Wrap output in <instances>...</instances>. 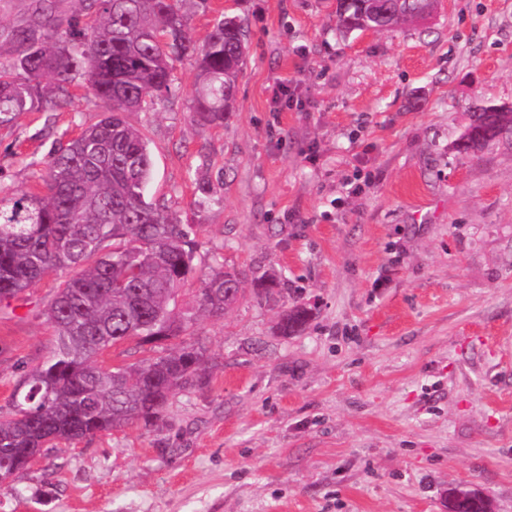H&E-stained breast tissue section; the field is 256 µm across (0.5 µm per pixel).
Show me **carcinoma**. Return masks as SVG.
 Returning a JSON list of instances; mask_svg holds the SVG:
<instances>
[{"instance_id":"carcinoma-1","label":"carcinoma","mask_w":512,"mask_h":512,"mask_svg":"<svg viewBox=\"0 0 512 512\" xmlns=\"http://www.w3.org/2000/svg\"><path fill=\"white\" fill-rule=\"evenodd\" d=\"M69 17L38 0L33 19L9 34L0 62V126L23 112H65L87 84L100 118L49 152L46 194L0 198V302L18 299L61 270L43 315L54 329L49 355L0 416V485L26 470L30 448L72 443L133 423L164 418L169 401L203 384L207 349L195 340L198 313L222 317L242 297L245 274L211 267L200 278L197 306L178 297L196 274L194 230L147 201L152 159L146 136L126 119L171 92L174 63L195 57L201 91L191 118L224 125L232 91L248 55L243 20L220 14L197 48L177 0H80ZM434 0H338L336 27L382 30L421 18ZM512 131V112L480 106L457 150L477 155ZM254 292L274 299V276L252 278ZM306 307H284L280 329L300 331ZM134 340L154 354L104 367L98 357Z\"/></svg>"}]
</instances>
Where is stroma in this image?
<instances>
[{"label":"stroma","mask_w":512,"mask_h":512,"mask_svg":"<svg viewBox=\"0 0 512 512\" xmlns=\"http://www.w3.org/2000/svg\"><path fill=\"white\" fill-rule=\"evenodd\" d=\"M203 44L220 12L250 54L223 126L190 117L193 58L128 121L150 141L147 198L197 231L195 262L269 271L200 316L203 389L162 421L47 449L0 512H446L471 486L512 512V137L455 143L472 105L512 104V0H439L426 19L342 33L336 0H181ZM0 127V194L42 186L56 142L96 120ZM216 203H198L200 183ZM60 276L0 304V412L48 356ZM314 304L280 335L282 305Z\"/></svg>","instance_id":"35a3bbf8"}]
</instances>
